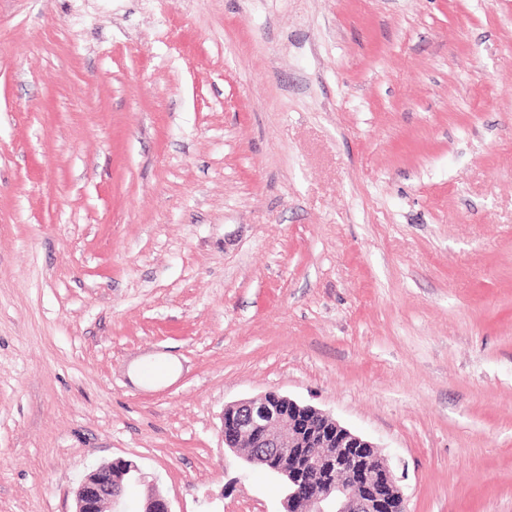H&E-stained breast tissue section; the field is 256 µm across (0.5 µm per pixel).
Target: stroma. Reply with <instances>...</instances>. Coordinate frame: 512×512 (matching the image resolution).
Here are the masks:
<instances>
[{"label":"stroma","mask_w":512,"mask_h":512,"mask_svg":"<svg viewBox=\"0 0 512 512\" xmlns=\"http://www.w3.org/2000/svg\"><path fill=\"white\" fill-rule=\"evenodd\" d=\"M270 391L512 512V0H0V512H279ZM142 478L141 469L132 461L102 463L79 482L71 512H126V488Z\"/></svg>","instance_id":"stroma-1"}]
</instances>
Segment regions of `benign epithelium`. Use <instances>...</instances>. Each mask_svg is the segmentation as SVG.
Masks as SVG:
<instances>
[{
	"label": "benign epithelium",
	"instance_id": "obj_1",
	"mask_svg": "<svg viewBox=\"0 0 512 512\" xmlns=\"http://www.w3.org/2000/svg\"><path fill=\"white\" fill-rule=\"evenodd\" d=\"M224 446L239 449L248 430L257 452L246 457L280 476L287 488L283 512H406L401 487L377 446L310 405L269 392L224 407ZM143 478L131 461L98 465L79 482L73 512H126V488ZM138 512H172L151 494Z\"/></svg>",
	"mask_w": 512,
	"mask_h": 512
}]
</instances>
